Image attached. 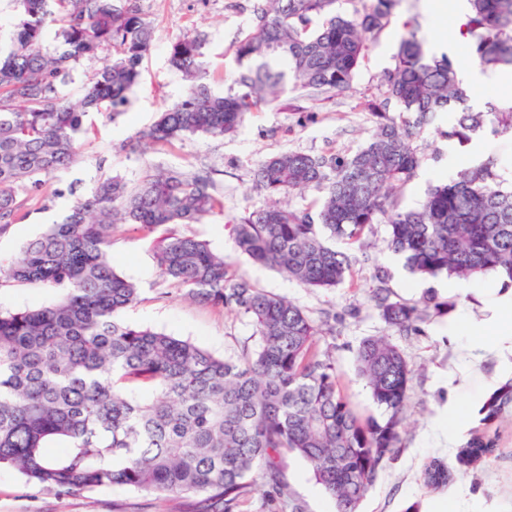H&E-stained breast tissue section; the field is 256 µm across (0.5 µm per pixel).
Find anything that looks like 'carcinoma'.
Returning <instances> with one entry per match:
<instances>
[{
  "mask_svg": "<svg viewBox=\"0 0 512 512\" xmlns=\"http://www.w3.org/2000/svg\"><path fill=\"white\" fill-rule=\"evenodd\" d=\"M12 32L0 56V232L32 213L15 188L38 194L80 156L85 117L115 118L131 102L152 46L140 0H12ZM338 0H266L234 44L238 73L215 92L207 36L184 33L169 62L187 84L138 138L171 144L197 135L235 134L248 112L290 89L330 97L352 89L369 41L390 23L398 0H366L351 16ZM461 35L482 73L512 72V0H469ZM62 49H44L47 23ZM393 56L386 90L367 109L376 118L366 144L350 155L285 152L259 162L255 187L269 203L235 216L239 252L305 288L331 290L351 271L340 242L362 247L371 225L388 227V245L412 272L512 280V173L496 159L460 169L431 186L421 203L401 207L396 191L419 166L414 129L455 111L439 137L467 144L490 128L512 137V99L486 110L466 105L456 65L430 57L414 19ZM108 52L79 100L62 91L77 64ZM398 116L389 115L390 105ZM322 196L302 209L283 205L297 190ZM224 213L207 170H147L129 184L101 179L61 222L0 262V282L50 288L57 302L0 312V465L57 495L121 487L181 500L189 512H242L260 492L266 512H306L286 484L283 456L305 462L338 512H358L379 472L402 449L413 366L389 338L369 336L356 350L383 418L363 417L342 393L330 348L336 315L312 319L283 296L230 268L190 226ZM132 226L152 241L158 277L180 295L247 318L251 336L218 357L188 340L125 323L141 289L112 265V241ZM370 301L400 333L429 320L423 305L393 302L382 287ZM54 444L64 448L46 454ZM492 442L463 450L476 465Z\"/></svg>",
  "mask_w": 512,
  "mask_h": 512,
  "instance_id": "carcinoma-1",
  "label": "carcinoma"
}]
</instances>
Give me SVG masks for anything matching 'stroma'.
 I'll list each match as a JSON object with an SVG mask.
<instances>
[{
  "instance_id": "stroma-1",
  "label": "stroma",
  "mask_w": 512,
  "mask_h": 512,
  "mask_svg": "<svg viewBox=\"0 0 512 512\" xmlns=\"http://www.w3.org/2000/svg\"><path fill=\"white\" fill-rule=\"evenodd\" d=\"M257 3L141 0L140 6L154 26V42L143 61L129 111L114 121L102 112L87 116L80 161L43 189L29 217L0 232V259L10 258L47 225L59 222L77 196L90 190L100 177L117 175L134 183L149 168L212 170L225 212L205 217L193 225V232L240 273L293 301L313 319L327 312L337 315L333 339H320L319 344L333 346L341 389L363 416L380 414L355 370V353L365 337L390 336L414 367L403 447L380 474L360 512H512V404L499 417L488 416L491 399L512 386V339L482 333L485 309L498 296L496 275L470 280V293L461 296L449 292L447 276L424 278L406 269L395 271L386 262L388 229L379 223L373 225L366 247L352 249L351 278L333 290L314 291L238 254L226 228L229 216L261 209L268 202L252 182L257 162L282 152L333 150L349 154L364 145L375 127L365 104L385 91L404 21L412 17L421 20L425 40L454 41L452 18L430 14L427 0H400L390 25L371 43L351 90L317 99H304L289 91L275 106L246 114L236 135L194 136L131 150V139L148 130L158 112L185 93L181 75L169 65L171 42L186 32L205 33L211 85L226 90L235 73L232 46L250 26ZM412 145L420 165L398 194L401 206L407 209L420 204L431 185L448 180L460 165L493 157L512 169V138L487 131L475 136L471 145L453 147L429 125L416 130ZM112 262L119 273L141 287L139 302L122 314L126 323L190 340L218 356L230 355L236 340L252 335L253 327L246 318L191 302L174 292L162 296L153 254L135 229L115 237ZM379 269L386 274L384 286L391 300L417 304L431 296L447 304L448 314L422 323L415 333L390 332L369 301ZM55 299V293L47 288L0 285L2 312L40 307ZM460 309L467 313L471 326L455 330L450 314ZM477 435L491 438L493 450L479 465H464L462 451ZM435 460L448 472L447 483L439 487L425 485L422 478L425 465ZM282 469L307 512H336L335 500L317 484L304 462L288 456ZM0 512H179V508L177 502L119 487L60 497L32 486L16 470L2 468Z\"/></svg>"
}]
</instances>
